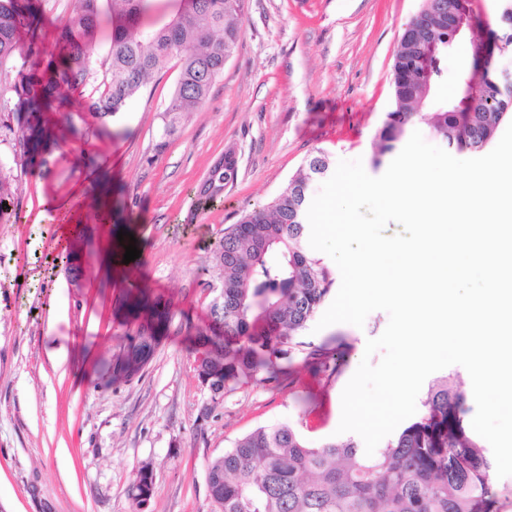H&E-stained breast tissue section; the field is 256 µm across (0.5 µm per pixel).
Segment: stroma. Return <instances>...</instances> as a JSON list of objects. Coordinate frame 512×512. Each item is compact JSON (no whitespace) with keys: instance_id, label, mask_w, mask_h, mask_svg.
<instances>
[{"instance_id":"1","label":"stroma","mask_w":512,"mask_h":512,"mask_svg":"<svg viewBox=\"0 0 512 512\" xmlns=\"http://www.w3.org/2000/svg\"><path fill=\"white\" fill-rule=\"evenodd\" d=\"M422 5L246 0L236 53L174 133L164 132L173 66L109 120L110 135L73 139L65 114L53 115L48 163L20 176V219L0 224V512H134L131 487L145 465L155 477L146 512H216L207 465L256 428L290 425L315 445L336 439L342 391L387 313L372 312L360 328L303 330L307 343L351 344L337 373L301 368L290 384L248 378L211 402L196 338L217 294L213 247L316 153L383 174L392 157L374 166V137L392 106L394 50ZM470 51L462 37L440 55L439 100L457 96ZM228 153L234 181L199 206L200 184ZM45 199L56 210L43 211ZM71 217L82 225L78 290L56 261V228ZM122 230L141 252L129 263ZM131 290L168 299L171 320L144 369L112 382L105 366L137 328Z\"/></svg>"}]
</instances>
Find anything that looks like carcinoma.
<instances>
[{
	"mask_svg": "<svg viewBox=\"0 0 512 512\" xmlns=\"http://www.w3.org/2000/svg\"><path fill=\"white\" fill-rule=\"evenodd\" d=\"M75 0L59 26L58 54L40 46L43 17L37 0H0V131L13 143V163L25 172L33 163L39 136H48L47 113L60 110L67 92L87 91L89 117L72 126L82 139L96 135L106 119L123 110L128 99L176 59L179 74L165 112L185 116L206 102L224 65L242 37L245 0H175L176 10L162 23L146 25L155 0ZM111 24V49L105 67H97L89 41L101 17ZM472 61L461 75V92L447 102L433 97L436 73L424 83L408 70L411 44L402 34L394 52L393 108L377 130L381 156L396 149L417 121L450 148L485 149L512 99L502 96L495 62L482 53L483 37L499 34L481 13L473 18ZM448 49L445 28L410 30ZM93 122H88V119ZM329 168L323 153L312 156L299 174L267 205L244 211L224 229L214 250L219 293L211 304L209 332L200 375L220 389L240 378L262 376L278 382L293 356L304 353L315 374L336 372L348 354L298 340L315 316L335 278L309 249V190L313 178ZM237 174L236 160L213 165L202 184L199 202L217 199ZM15 178L0 165V223L10 221L3 203H15ZM168 318L162 304L151 307L134 338L112 362V379L143 370L154 355ZM467 398L450 373L431 384L422 413L385 447L371 456L358 453L352 439L312 447L289 425L259 427L208 466V491L217 512H499L487 446L464 423ZM141 509L154 495L153 473L143 466L133 484Z\"/></svg>",
	"mask_w": 512,
	"mask_h": 512,
	"instance_id": "cac0c4a2",
	"label": "carcinoma"
}]
</instances>
